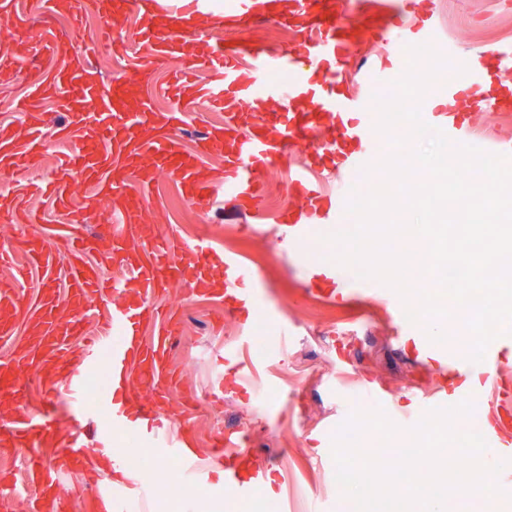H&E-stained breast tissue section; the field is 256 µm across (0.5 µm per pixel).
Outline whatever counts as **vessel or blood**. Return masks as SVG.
Wrapping results in <instances>:
<instances>
[{
    "mask_svg": "<svg viewBox=\"0 0 512 512\" xmlns=\"http://www.w3.org/2000/svg\"><path fill=\"white\" fill-rule=\"evenodd\" d=\"M396 17L377 22L355 16L349 0H70L71 27L50 31L39 40L16 39L0 48V84L11 83L20 66L30 79L16 104L27 115L24 127L0 124V213L15 223L31 225L24 256L28 269L43 282L33 297L14 284L0 285V345L9 357L0 362V398L11 402L0 416L5 430L0 442L22 455L23 481L0 471V493L23 484L28 512H70L67 487L71 477L88 470L100 481L99 512H124L130 498L143 495L142 483L129 475L128 459L112 447L121 431L177 462L178 477L188 489L220 474L226 494L241 502L264 498L270 473L251 456L246 430L234 428L216 437L208 458L185 446L191 409L180 418L161 421L155 398H137L135 390L108 392V423L86 404L89 375L108 370L167 394L177 370L171 356L181 332L174 310H160L174 290L194 299H221L225 312L241 317L235 344L224 349V373L214 383V400L225 391L244 394L245 408L254 367L253 312L259 304L255 274L232 254L214 249L204 238L185 241L177 230L161 235L146 223L151 186L169 176L184 198L200 212L224 201L254 224H272L286 242L305 245L328 227L346 222L349 188L361 177L383 178L377 131L379 114L372 94L392 84L401 73L410 45L431 44L444 53L434 11L422 0H400ZM98 14L103 26L99 42L72 48L86 11ZM58 11V0H0V16L29 24L32 15ZM129 14L141 26L134 44L115 38ZM258 20L288 25L289 47L270 51L241 39L243 29ZM381 43L384 51L359 73L362 88L347 87L345 71L361 43ZM114 55L135 51L144 66L165 62L170 81L168 106L154 107L135 97L124 83H106L98 66L100 46ZM288 74L285 82L276 81ZM512 90V44L483 53L482 66L469 69L464 83L450 82L438 99H423L421 114L453 144L472 142V126L460 105L465 100L487 112H506L512 105L487 96L489 77ZM53 102L56 116L44 112ZM222 113L220 123L196 125L200 106ZM195 139L185 150L186 136ZM308 142L309 154L290 168L288 188L300 202L298 212L270 221L264 208L262 172L297 143ZM60 146L47 176H39L42 158ZM222 155L219 181L202 178L201 159ZM333 189H326V182ZM32 195L47 196L64 219L44 224L29 210ZM102 211L111 223L90 225V213ZM220 270L224 288L214 292L212 270ZM307 290L326 302H342L358 294L384 306L395 322V339L413 346L425 358L429 386L413 391L417 407L400 424L414 426L427 411L472 399L479 416H493L483 436L498 459L512 460V362L502 351L512 335L488 346L483 361L473 362L450 349L437 351L424 327L404 315V299L380 281L351 282L343 270L312 260L305 265ZM459 382L449 387L445 373ZM30 375L67 395L75 408L69 428H61L52 410L25 403L20 379ZM350 401L390 410L384 388L363 385L350 391ZM138 402L130 415V402Z\"/></svg>",
    "mask_w": 512,
    "mask_h": 512,
    "instance_id": "b4317fda",
    "label": "vessel or blood"
}]
</instances>
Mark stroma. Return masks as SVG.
<instances>
[{"instance_id":"obj_1","label":"stroma","mask_w":512,"mask_h":512,"mask_svg":"<svg viewBox=\"0 0 512 512\" xmlns=\"http://www.w3.org/2000/svg\"><path fill=\"white\" fill-rule=\"evenodd\" d=\"M441 34L459 50L458 62L471 66L481 51L512 42V0H434ZM112 82L131 81L138 95L154 93L167 73L142 72L134 56L116 58L107 73ZM180 226L178 218L158 224L159 232ZM185 239L206 235L218 249H231L257 276L262 306L275 310L297 329L292 345L282 356L262 358L259 373L266 382L265 400L251 414V450L268 464L277 479L272 502L278 512H309L312 502H323L326 512H354L335 480L332 438L345 420L340 401L323 389L324 378L336 373L332 332L340 325L357 328L359 344L350 361L358 380L375 382L392 395L396 407L409 410L412 389L426 386V373L412 348L394 341L395 330L385 312L352 303L328 304L305 296L301 252L283 242L270 227L245 228L242 220H228L223 209L198 215L193 226H180ZM183 332L174 351L177 383L167 395L181 403L193 394L197 403L192 427L199 453L223 431L225 423L239 417L238 395L226 393L223 401H208L207 383L224 367V346L239 330L233 316L215 324L216 303L193 300L181 303ZM321 440H314V432Z\"/></svg>"}]
</instances>
